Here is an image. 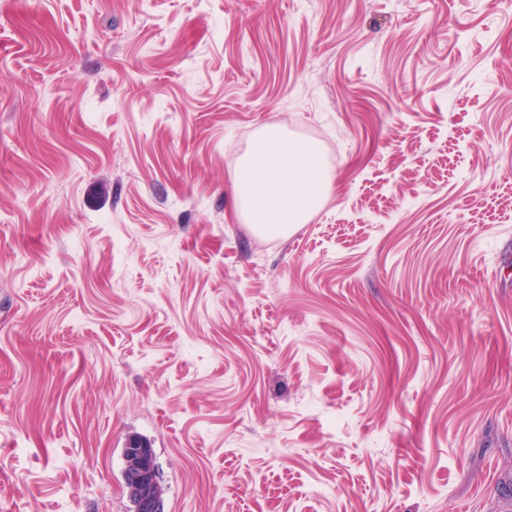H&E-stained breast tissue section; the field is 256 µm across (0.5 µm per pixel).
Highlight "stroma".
I'll return each mask as SVG.
<instances>
[{
    "mask_svg": "<svg viewBox=\"0 0 512 512\" xmlns=\"http://www.w3.org/2000/svg\"><path fill=\"white\" fill-rule=\"evenodd\" d=\"M136 436L167 512H512V0H0V512H129ZM331 187L316 147L288 138L283 124L261 129L234 173L237 211L266 235H287L306 223Z\"/></svg>",
    "mask_w": 512,
    "mask_h": 512,
    "instance_id": "stroma-1",
    "label": "stroma"
}]
</instances>
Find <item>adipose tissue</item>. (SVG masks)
I'll return each mask as SVG.
<instances>
[{
    "instance_id": "obj_1",
    "label": "adipose tissue",
    "mask_w": 512,
    "mask_h": 512,
    "mask_svg": "<svg viewBox=\"0 0 512 512\" xmlns=\"http://www.w3.org/2000/svg\"><path fill=\"white\" fill-rule=\"evenodd\" d=\"M332 187V175L316 147L290 139L285 125L257 134L234 173L236 208L266 235H286L308 221Z\"/></svg>"
}]
</instances>
